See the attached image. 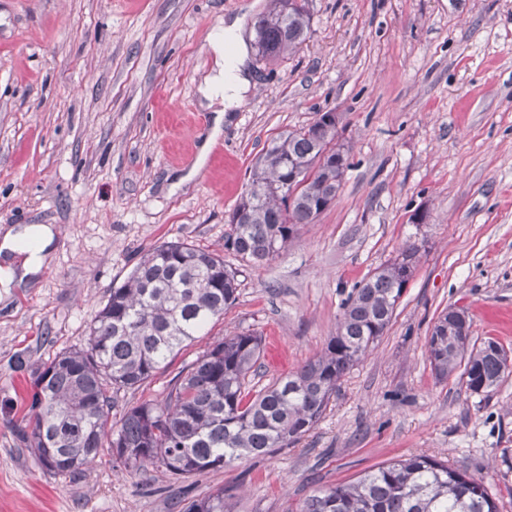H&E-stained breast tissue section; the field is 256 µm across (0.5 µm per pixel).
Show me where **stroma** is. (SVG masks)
I'll return each instance as SVG.
<instances>
[{
    "instance_id": "35a3bbf8",
    "label": "stroma",
    "mask_w": 512,
    "mask_h": 512,
    "mask_svg": "<svg viewBox=\"0 0 512 512\" xmlns=\"http://www.w3.org/2000/svg\"><path fill=\"white\" fill-rule=\"evenodd\" d=\"M266 4L0 0V227L56 233L33 287L0 282V512H184L221 487L232 512H295L316 489L422 454L482 480L512 512V373L475 394L459 376L437 379L426 346L462 308L473 338L512 349V0H310L306 42L276 63L250 54L251 88L204 150L210 40L239 15L253 44ZM323 112L338 114L349 148L335 202L279 257L244 265L224 235L253 166L273 137ZM171 241L223 255L238 299L113 395L115 426L229 334L281 350L255 387L296 371L335 336L356 283L407 246L419 252L375 349L291 447L186 480L114 466L107 447L78 475L47 471L16 431L36 372L87 348L113 287Z\"/></svg>"
}]
</instances>
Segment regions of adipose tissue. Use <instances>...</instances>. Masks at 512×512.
Segmentation results:
<instances>
[{
  "label": "adipose tissue",
  "instance_id": "obj_1",
  "mask_svg": "<svg viewBox=\"0 0 512 512\" xmlns=\"http://www.w3.org/2000/svg\"><path fill=\"white\" fill-rule=\"evenodd\" d=\"M242 19L235 16L225 20L222 31L210 41L215 67L200 88L203 104L217 107L213 134H220L227 113L243 102L250 87L246 69L248 46L241 37ZM234 54H227L228 46ZM54 229L49 224H27L0 230V271L17 281L35 277L51 261Z\"/></svg>",
  "mask_w": 512,
  "mask_h": 512
}]
</instances>
